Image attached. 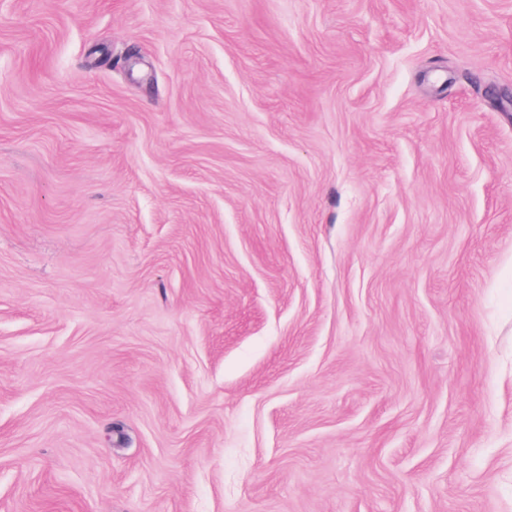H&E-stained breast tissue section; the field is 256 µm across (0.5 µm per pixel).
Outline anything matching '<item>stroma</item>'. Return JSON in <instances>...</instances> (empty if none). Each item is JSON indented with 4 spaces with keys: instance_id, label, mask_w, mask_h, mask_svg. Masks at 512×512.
I'll return each mask as SVG.
<instances>
[{
    "instance_id": "1",
    "label": "stroma",
    "mask_w": 512,
    "mask_h": 512,
    "mask_svg": "<svg viewBox=\"0 0 512 512\" xmlns=\"http://www.w3.org/2000/svg\"><path fill=\"white\" fill-rule=\"evenodd\" d=\"M512 0H0V512H512Z\"/></svg>"
}]
</instances>
